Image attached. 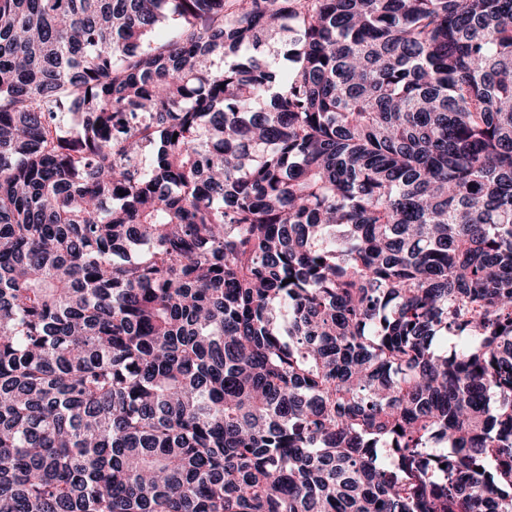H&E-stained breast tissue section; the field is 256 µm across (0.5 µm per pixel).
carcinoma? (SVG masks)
Instances as JSON below:
<instances>
[{"label":"carcinoma","instance_id":"obj_1","mask_svg":"<svg viewBox=\"0 0 512 512\" xmlns=\"http://www.w3.org/2000/svg\"><path fill=\"white\" fill-rule=\"evenodd\" d=\"M0 512H512V0H0Z\"/></svg>","mask_w":512,"mask_h":512}]
</instances>
